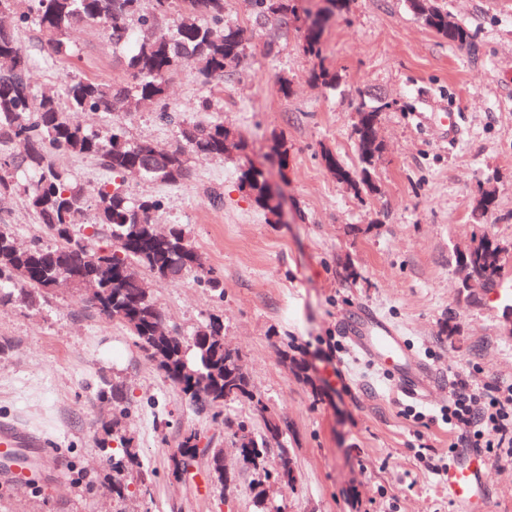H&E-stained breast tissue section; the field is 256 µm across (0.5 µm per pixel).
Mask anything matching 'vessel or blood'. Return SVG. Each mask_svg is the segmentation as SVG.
Masks as SVG:
<instances>
[{"instance_id": "vessel-or-blood-1", "label": "vessel or blood", "mask_w": 512, "mask_h": 512, "mask_svg": "<svg viewBox=\"0 0 512 512\" xmlns=\"http://www.w3.org/2000/svg\"><path fill=\"white\" fill-rule=\"evenodd\" d=\"M344 330L350 340L373 361L394 373L406 392H425L432 376L427 366L408 357L399 331L375 313L359 308L348 315ZM490 462L472 448L458 449L441 477L459 512H487L484 481Z\"/></svg>"}]
</instances>
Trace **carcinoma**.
<instances>
[{
    "label": "carcinoma",
    "mask_w": 512,
    "mask_h": 512,
    "mask_svg": "<svg viewBox=\"0 0 512 512\" xmlns=\"http://www.w3.org/2000/svg\"><path fill=\"white\" fill-rule=\"evenodd\" d=\"M253 22L263 27L274 20L288 26L296 17L294 0H247ZM411 10L427 26L451 42L470 43L474 34L461 25L448 24L442 0H408ZM0 146L21 145L15 155L0 157V197L20 195L53 239L49 247L35 238L26 246L16 242L8 225L0 224V305L15 299L47 301L58 284L66 280L59 262L76 266L81 277L70 285L79 299L99 317L125 326L137 347L157 363L158 369L187 397L196 411L230 428L243 462L263 471L264 481L292 484L294 473L287 465L266 470L269 455L283 457L287 449L274 447L273 434L283 436L288 422L271 413L256 393L239 354L224 342V324L217 317L186 338L166 326L160 307L144 273L156 280L194 283L224 297V278L198 263L197 253L182 224L160 231L154 217L162 202L150 196L132 198L125 190L130 178L176 184L191 174L190 158L224 157L231 131L218 120L185 121L168 111V85L180 66L192 60L203 83L212 88L244 57V30L224 24V0H0ZM88 23L104 27L112 46L124 51L122 63L130 80L115 82L80 75L67 78L59 88L36 89L30 72L39 62L56 57H77L71 39L74 30ZM33 28L43 36V54L35 57L20 44L19 28ZM321 30L304 34L302 49L319 55ZM143 103L158 108L161 119L177 124L178 141L167 150L150 142L132 139L122 126L92 129L75 123L71 112L108 115L131 110ZM360 168L350 170L326 150L323 158L336 182L357 194H376L375 175L382 149L366 145L367 136L353 131ZM90 157L112 174V180L90 191L75 181L68 169L57 165L50 152ZM240 181L253 201L273 212L269 184L261 171L250 165ZM110 240L108 248L97 239ZM491 239L477 240L471 259L475 283L463 284L481 290L501 287L507 273L502 250ZM228 401H247L261 421L256 432L224 415ZM102 446L112 449V488L121 495L129 466L138 462L132 438L117 434L109 425ZM201 436L186 432L179 444L180 460L195 457ZM212 481L224 486V455L214 448L208 456Z\"/></svg>",
    "instance_id": "cac0c4a2"
}]
</instances>
